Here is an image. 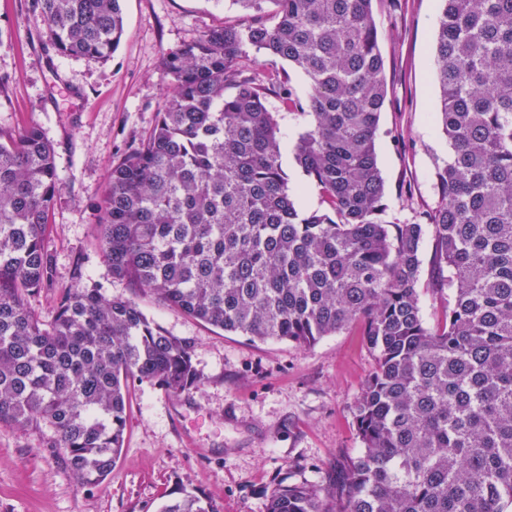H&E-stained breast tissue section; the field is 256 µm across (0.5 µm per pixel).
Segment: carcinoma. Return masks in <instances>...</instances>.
Returning <instances> with one entry per match:
<instances>
[{"mask_svg":"<svg viewBox=\"0 0 512 512\" xmlns=\"http://www.w3.org/2000/svg\"><path fill=\"white\" fill-rule=\"evenodd\" d=\"M122 0H32L62 55L104 60ZM248 19L166 54L171 89L141 147L108 175L100 242L112 278L251 341L312 345L359 328L375 364L353 406L361 448L336 512L512 508V0H441L434 119L448 141L435 206L386 219L376 137L387 97L374 0H232ZM307 78L293 157L325 208L288 188L277 115L246 48ZM59 191L37 126L0 141V425L44 437L83 486L112 474L134 382L203 385L194 343L131 299L63 288L48 324L25 305L53 284L48 214ZM441 304L425 322L421 248ZM453 303H448V290ZM323 489L278 485L265 512H327ZM162 512H219L185 494Z\"/></svg>","mask_w":512,"mask_h":512,"instance_id":"obj_1","label":"carcinoma"}]
</instances>
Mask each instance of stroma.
Listing matches in <instances>:
<instances>
[{
  "label": "stroma",
  "instance_id": "1",
  "mask_svg": "<svg viewBox=\"0 0 512 512\" xmlns=\"http://www.w3.org/2000/svg\"><path fill=\"white\" fill-rule=\"evenodd\" d=\"M125 30L105 61L56 54L28 0H0V134L38 126L55 150L60 191L48 217L54 285L29 292L28 309L51 321L58 289L80 279L136 301L176 336L194 342L202 388L175 396L131 387L124 443L111 475L81 487L33 433L0 426V512H161L173 492L210 499L219 512H265L278 484L333 489L359 448L351 406L374 365L356 329L311 346L253 342L199 322L156 295L112 278L98 239L97 204L112 167L152 131L170 89L166 53L245 13L231 0H123ZM439 0H377L388 94L376 139L384 202L399 222L436 201L434 173L448 143L433 119ZM282 113L283 164L302 210L318 188L290 152L300 127Z\"/></svg>",
  "mask_w": 512,
  "mask_h": 512
}]
</instances>
